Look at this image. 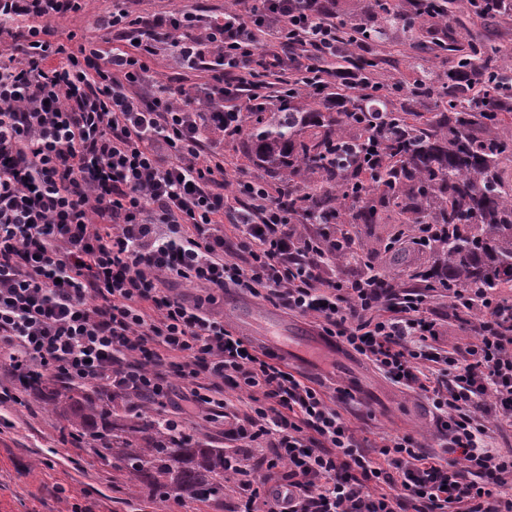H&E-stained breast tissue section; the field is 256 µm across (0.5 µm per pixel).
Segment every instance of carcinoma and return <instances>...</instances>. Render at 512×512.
Segmentation results:
<instances>
[{"instance_id":"obj_1","label":"carcinoma","mask_w":512,"mask_h":512,"mask_svg":"<svg viewBox=\"0 0 512 512\" xmlns=\"http://www.w3.org/2000/svg\"><path fill=\"white\" fill-rule=\"evenodd\" d=\"M378 12L371 31L382 41L394 28L410 33L413 19L375 0ZM494 22L512 14V0H485L475 6ZM465 4L467 11L475 8ZM438 45L450 51L445 78L434 80L422 66L412 85L402 89L407 103L388 107L384 83L354 95L327 84L326 102L296 88L288 101L260 112L247 127L255 155L267 172L284 173L288 181L311 189V176L327 184L309 196L311 214L347 212L345 191L363 181L365 170L354 159L339 163L336 143L361 149L368 138L383 141L379 185L370 187L353 219L376 223L380 212L397 208L407 224H436L433 244L442 249L440 262L428 269L427 288H500L512 283V184L503 164L512 160V137L491 134L512 112V64L508 51L481 40L463 44L448 33ZM435 99L434 112L416 118L410 100ZM336 99L337 105L327 103ZM47 395L56 416L71 436L100 443L93 452L112 460V468L154 501L180 505L187 498L206 502L224 495L228 459L222 448H200L181 430H174L150 405L136 419L118 422L109 404L77 387L53 381L33 388Z\"/></svg>"}]
</instances>
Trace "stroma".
I'll use <instances>...</instances> for the list:
<instances>
[{"label": "stroma", "mask_w": 512, "mask_h": 512, "mask_svg": "<svg viewBox=\"0 0 512 512\" xmlns=\"http://www.w3.org/2000/svg\"><path fill=\"white\" fill-rule=\"evenodd\" d=\"M450 31L461 38L470 34L484 36L502 48L512 49V18L489 27L479 18L457 14L449 17L444 27L426 23L410 34L390 31L387 40L378 46L386 60V74L414 81L412 44H433ZM405 229L402 215L393 209L382 213L373 224L350 222L348 230L357 248L375 250L376 257L369 264L345 261L337 267V276L351 278L370 267L390 281L419 287L420 282L413 279L412 273L431 265V252L407 243L399 259L394 260L382 251L388 240ZM246 306L279 314L292 334L288 343H280L275 328L264 320L242 324L234 311ZM212 309L258 352L270 355L273 362L320 387L333 400L368 457L377 458L378 448L386 440L406 435L426 451H438L442 435L425 395L391 383L365 356L338 339L322 335L314 319L244 292L225 293ZM429 309L440 325L436 345L448 352L471 342L472 328L484 316L480 309L463 313L451 308L444 288L432 291ZM248 410L247 393L225 388L223 416L211 417L206 410L191 413L185 419L186 432L199 444L224 449L240 459L243 467L256 469L262 449L239 447L230 436L236 421ZM0 417L9 422L8 427L0 429V512H65L71 503L91 506L94 512H169L166 506L146 496L118 492L124 476L83 451L80 443L63 430L43 397L33 395L25 403L9 405Z\"/></svg>", "instance_id": "1"}]
</instances>
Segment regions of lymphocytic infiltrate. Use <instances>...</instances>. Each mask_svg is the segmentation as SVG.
Here are the masks:
<instances>
[{
	"instance_id": "lymphocytic-infiltrate-1",
	"label": "lymphocytic infiltrate",
	"mask_w": 512,
	"mask_h": 512,
	"mask_svg": "<svg viewBox=\"0 0 512 512\" xmlns=\"http://www.w3.org/2000/svg\"><path fill=\"white\" fill-rule=\"evenodd\" d=\"M84 7L0 0V406L48 375L163 406L171 373L193 410L223 408L228 387L263 398L231 434L265 445L260 466L287 481L267 488L236 468L237 512H403L408 501L415 512H512V449L489 434L512 426V303L451 294L452 307L487 315L464 351L441 353L424 289L374 271L337 278L354 239L297 234L291 186L242 175L227 191L224 139L292 86L357 90L364 27L341 32L336 0H233L216 16L109 0L73 48L52 23ZM102 30L120 42L112 52ZM162 54L205 83L159 81L150 63ZM183 280L206 297L173 293ZM231 287L315 318L392 382L428 393L445 457L402 437L373 465L321 390L214 314Z\"/></svg>"
}]
</instances>
